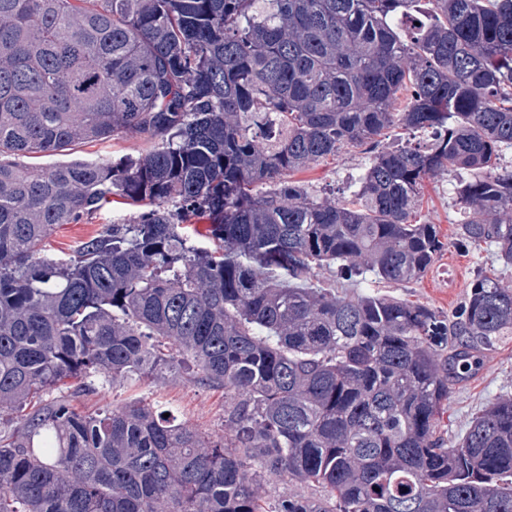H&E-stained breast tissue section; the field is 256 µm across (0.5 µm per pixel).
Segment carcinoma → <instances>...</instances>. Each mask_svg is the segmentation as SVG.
Returning a JSON list of instances; mask_svg holds the SVG:
<instances>
[{"instance_id": "cac0c4a2", "label": "carcinoma", "mask_w": 512, "mask_h": 512, "mask_svg": "<svg viewBox=\"0 0 512 512\" xmlns=\"http://www.w3.org/2000/svg\"><path fill=\"white\" fill-rule=\"evenodd\" d=\"M126 133L156 145L71 157ZM349 147L348 195L290 179ZM508 150L512 0H0V512H512V398L436 428L512 289L479 271L448 315L349 291L431 267L439 174L457 246L511 267ZM115 197L150 210L41 252ZM175 374L224 387L221 433L59 391ZM261 495L266 499L272 500L280 496L283 492L312 495L313 489L297 482L286 484L284 480L277 477L267 478L261 486Z\"/></svg>"}]
</instances>
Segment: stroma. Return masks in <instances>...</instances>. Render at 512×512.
<instances>
[{
  "label": "stroma",
  "mask_w": 512,
  "mask_h": 512,
  "mask_svg": "<svg viewBox=\"0 0 512 512\" xmlns=\"http://www.w3.org/2000/svg\"><path fill=\"white\" fill-rule=\"evenodd\" d=\"M152 146L149 139L127 134L104 141L77 146L79 158L111 160L116 157L145 153ZM363 149L352 148L311 164L295 173V180L326 193L346 189L350 177L359 175L365 163ZM454 180L441 175L426 181L420 220L436 224L446 243L434 266L419 280L387 288V295L426 305L447 314L454 310L468 291V285L478 269L496 260L492 252L473 249L463 251L453 246L455 237ZM134 207L113 204L72 224L56 228L43 242L45 254L61 256L70 253L78 243L96 236L106 224L136 215ZM512 396V336L502 339L491 351L485 352L480 363L464 379L450 380L448 403L438 419L437 430L444 438L456 440L469 426L473 417L500 396ZM143 399L158 404L185 425L203 433L220 430L224 423V390L199 385L186 380L145 378L115 385H103L98 395L81 398L87 410L108 403L121 404Z\"/></svg>",
  "instance_id": "35a3bbf8"
}]
</instances>
